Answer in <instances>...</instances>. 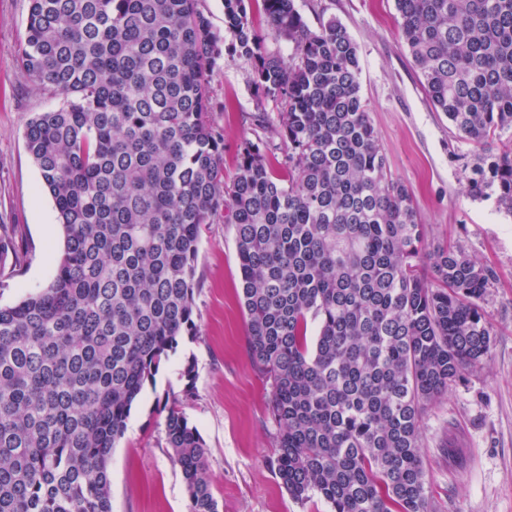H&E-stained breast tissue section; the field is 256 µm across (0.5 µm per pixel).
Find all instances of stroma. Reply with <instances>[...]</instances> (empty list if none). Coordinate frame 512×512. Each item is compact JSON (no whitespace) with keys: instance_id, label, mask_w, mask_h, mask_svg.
Masks as SVG:
<instances>
[{"instance_id":"stroma-1","label":"stroma","mask_w":512,"mask_h":512,"mask_svg":"<svg viewBox=\"0 0 512 512\" xmlns=\"http://www.w3.org/2000/svg\"><path fill=\"white\" fill-rule=\"evenodd\" d=\"M310 27L336 18L359 49L360 94L392 177L413 193L426 249L461 247L495 279L483 302L494 331L486 362L421 421L430 512H512V216L494 200L463 190L467 168L512 155V130L475 147L433 106L421 72L395 28V0H294ZM28 0H0V224L18 225L29 250L21 275L0 281V305H12L52 278L63 238L54 202L41 187L24 144L36 112L60 106L18 64ZM210 118L224 132V178L239 149L261 137L254 122L259 92L251 68L225 53L206 76ZM195 337H183L133 405L112 450V512H187L179 465L166 447V404L179 403L207 448L212 490L222 512H330L320 498L292 499L276 476V427L269 387L247 351L246 317L234 225L215 216L201 231ZM194 363L195 377L183 370Z\"/></svg>"}]
</instances>
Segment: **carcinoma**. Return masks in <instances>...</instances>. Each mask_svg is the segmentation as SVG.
I'll use <instances>...</instances> for the list:
<instances>
[{
	"label": "carcinoma",
	"mask_w": 512,
	"mask_h": 512,
	"mask_svg": "<svg viewBox=\"0 0 512 512\" xmlns=\"http://www.w3.org/2000/svg\"><path fill=\"white\" fill-rule=\"evenodd\" d=\"M224 0L288 181L246 141L224 183L206 72L224 40L198 0H29L21 67L64 96L26 125L64 245L50 282L0 305V512H112L109 459L147 381L193 321L201 229L235 225L253 369L277 425L272 466L295 500L331 512H428L424 412L487 358L495 279L461 249L425 266V225L360 95L357 44L311 29L294 0ZM434 106L466 140L512 130V0H396ZM292 44L283 61L269 43ZM512 213V157L465 177ZM0 225V277L22 272ZM167 448L187 512H221L205 442L173 403Z\"/></svg>",
	"instance_id": "carcinoma-1"
}]
</instances>
